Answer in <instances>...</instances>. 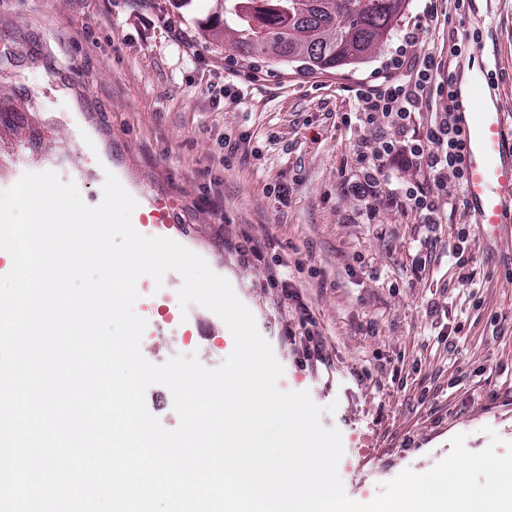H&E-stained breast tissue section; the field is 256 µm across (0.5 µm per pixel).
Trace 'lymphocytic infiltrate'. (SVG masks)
Wrapping results in <instances>:
<instances>
[{
    "mask_svg": "<svg viewBox=\"0 0 512 512\" xmlns=\"http://www.w3.org/2000/svg\"><path fill=\"white\" fill-rule=\"evenodd\" d=\"M470 0H448L447 13H439L431 0L423 11L424 21L403 36V47L391 58L392 74L381 83H363L355 90L356 114H343V125L358 123L374 131L369 144L356 150L351 162L354 174L341 188L363 203L385 197L390 206L418 214L422 223L436 224L445 206L456 200L465 186L463 166L464 136L456 124L455 104L449 99L448 81L452 70L448 61L461 57L464 44H479V32L464 36L449 35L448 54H426L411 61L405 47L417 42L427 22L444 19L452 22L455 15L469 8ZM445 99L441 110L431 111L434 99ZM430 109L429 120H422L423 109ZM414 172V179L394 180L395 172ZM271 279L280 286L285 299L294 304L298 320L299 341L308 358H321L316 340V320L299 293L291 291V283L280 270H273Z\"/></svg>",
    "mask_w": 512,
    "mask_h": 512,
    "instance_id": "obj_1",
    "label": "lymphocytic infiltrate"
}]
</instances>
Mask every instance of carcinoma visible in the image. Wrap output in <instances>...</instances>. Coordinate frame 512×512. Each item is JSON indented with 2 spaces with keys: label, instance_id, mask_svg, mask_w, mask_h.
Wrapping results in <instances>:
<instances>
[{
  "label": "carcinoma",
  "instance_id": "cac0c4a2",
  "mask_svg": "<svg viewBox=\"0 0 512 512\" xmlns=\"http://www.w3.org/2000/svg\"><path fill=\"white\" fill-rule=\"evenodd\" d=\"M226 41L242 59L301 71L356 68L393 36L407 0H222Z\"/></svg>",
  "mask_w": 512,
  "mask_h": 512
}]
</instances>
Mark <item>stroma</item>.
I'll return each mask as SVG.
<instances>
[{
	"instance_id": "1",
	"label": "stroma",
	"mask_w": 512,
	"mask_h": 512,
	"mask_svg": "<svg viewBox=\"0 0 512 512\" xmlns=\"http://www.w3.org/2000/svg\"><path fill=\"white\" fill-rule=\"evenodd\" d=\"M223 25L218 0H0V189L52 170L94 206L110 172L139 223L166 214L163 235L253 313L284 369L279 389L335 405L322 423L342 435L338 474L356 502L431 470L457 434L473 452L487 426L512 441V253L487 250L462 207L429 226L340 188L373 138L340 121L356 109L350 90L385 75L400 35L357 68L300 72L235 58L209 38ZM455 26L482 32L512 129V0H471ZM243 135L261 160L227 154L225 139ZM458 250L461 269L449 263ZM278 261L317 322L324 365L288 340L297 322L268 280ZM181 283L175 272L144 281L141 353L217 367L233 337L213 312L180 309Z\"/></svg>"
}]
</instances>
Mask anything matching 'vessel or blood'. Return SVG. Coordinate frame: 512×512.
Segmentation results:
<instances>
[{
    "label": "vessel or blood",
    "mask_w": 512,
    "mask_h": 512,
    "mask_svg": "<svg viewBox=\"0 0 512 512\" xmlns=\"http://www.w3.org/2000/svg\"><path fill=\"white\" fill-rule=\"evenodd\" d=\"M468 68L469 78H453L465 132V196L482 239L505 247L512 243L506 234L512 225V135L479 56L469 57Z\"/></svg>",
    "instance_id": "vessel-or-blood-1"
}]
</instances>
